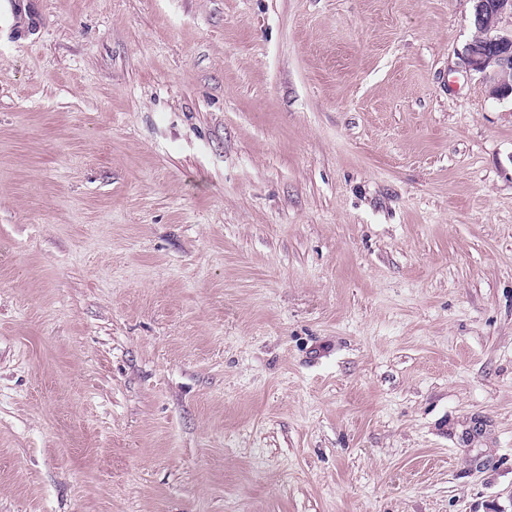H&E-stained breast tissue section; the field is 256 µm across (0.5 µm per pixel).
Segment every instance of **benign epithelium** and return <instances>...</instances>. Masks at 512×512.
<instances>
[{"label": "benign epithelium", "mask_w": 512, "mask_h": 512, "mask_svg": "<svg viewBox=\"0 0 512 512\" xmlns=\"http://www.w3.org/2000/svg\"><path fill=\"white\" fill-rule=\"evenodd\" d=\"M511 17L512 0H473L475 36L461 51L466 69L492 79L489 94L498 100L512 95V56L505 52L512 46V30L501 27Z\"/></svg>", "instance_id": "1"}]
</instances>
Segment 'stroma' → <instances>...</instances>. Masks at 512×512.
Returning a JSON list of instances; mask_svg holds the SVG:
<instances>
[{
    "instance_id": "1",
    "label": "stroma",
    "mask_w": 512,
    "mask_h": 512,
    "mask_svg": "<svg viewBox=\"0 0 512 512\" xmlns=\"http://www.w3.org/2000/svg\"><path fill=\"white\" fill-rule=\"evenodd\" d=\"M471 10L0 0V512H512Z\"/></svg>"
}]
</instances>
